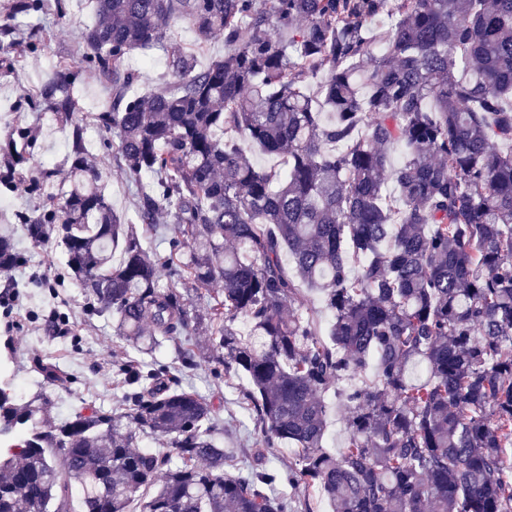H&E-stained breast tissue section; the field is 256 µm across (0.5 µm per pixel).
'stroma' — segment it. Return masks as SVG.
Instances as JSON below:
<instances>
[{"instance_id": "1", "label": "stroma", "mask_w": 512, "mask_h": 512, "mask_svg": "<svg viewBox=\"0 0 512 512\" xmlns=\"http://www.w3.org/2000/svg\"><path fill=\"white\" fill-rule=\"evenodd\" d=\"M91 21L85 0H70L67 15L55 23V39L43 52L25 56L22 67L15 72L0 73V130L13 118L9 104L38 84L59 54L75 42L79 30ZM40 138L41 151L30 160V169L63 166L69 152L67 130L47 117L42 121ZM16 242L27 255L28 264L12 271L10 277L0 276V287L9 278L25 286L11 316L0 315V381L10 382L17 398H28L37 388L31 361L39 356L56 362L67 375L66 389L55 394L56 415L66 416L71 408L83 403L111 408L122 395L111 363L124 359L126 343L114 336L110 317L87 314L86 298L76 285L67 284L56 293L32 286L34 277L63 270L65 256L61 249L34 246L21 231L16 234ZM56 310L68 320L65 332L54 331L48 319ZM181 377L185 386L196 389L214 404L225 447H253L254 424L238 402L240 381L225 383L223 377L214 376L205 366L182 372Z\"/></svg>"}]
</instances>
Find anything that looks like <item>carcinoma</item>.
<instances>
[{
    "label": "carcinoma",
    "mask_w": 512,
    "mask_h": 512,
    "mask_svg": "<svg viewBox=\"0 0 512 512\" xmlns=\"http://www.w3.org/2000/svg\"><path fill=\"white\" fill-rule=\"evenodd\" d=\"M68 10L4 0L0 70L21 66L16 44L41 52ZM93 13L15 102L69 127L66 171H24L39 149L25 127L0 141V191L37 200L0 225V270L26 264L15 224L61 248L64 271L41 287L81 288L133 355L110 410L54 416L60 373L41 358L28 400L3 383L0 512L75 499L79 512H314L317 494L337 512H512V0H93ZM173 19L228 52L199 65L169 42ZM135 52L162 53L169 79L135 92ZM86 76L109 103L82 115ZM90 123L134 180L132 222L105 194ZM248 146L286 169L256 167ZM203 324L224 379L247 383L248 462L211 401L153 358L169 343L198 367ZM282 445L292 460L268 465L263 449ZM330 410L328 416L327 450L336 452L344 447L346 430L343 421L345 410L340 407L335 398H329Z\"/></svg>",
    "instance_id": "cac0c4a2"
}]
</instances>
